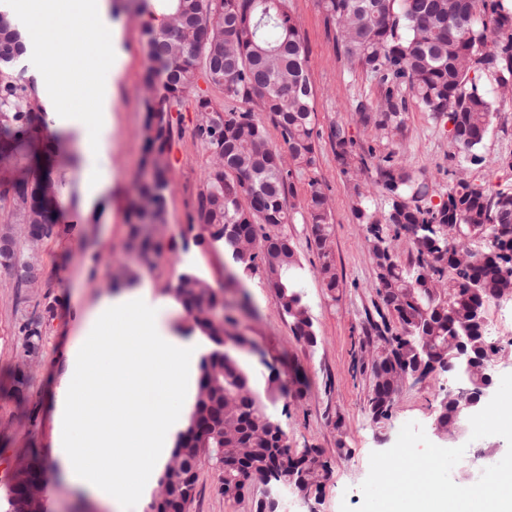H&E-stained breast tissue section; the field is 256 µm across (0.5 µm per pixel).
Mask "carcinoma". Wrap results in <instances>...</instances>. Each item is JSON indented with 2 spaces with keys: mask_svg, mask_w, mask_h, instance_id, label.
<instances>
[{
  "mask_svg": "<svg viewBox=\"0 0 512 512\" xmlns=\"http://www.w3.org/2000/svg\"><path fill=\"white\" fill-rule=\"evenodd\" d=\"M326 18L338 28L347 63L379 78L384 101L374 108L359 106L363 123L389 138L400 131L402 112L397 95L409 89L416 103L448 121L457 151L473 161L486 139L490 118L498 110V96L483 90L477 74L498 73V88L512 90V0H319ZM132 8L147 17L143 34L147 65L145 159L148 176L137 182L131 225L138 262L149 265L160 244L149 227L165 223L169 153L174 137L170 112L195 89L199 72L224 91V107L196 98L195 135L212 155L203 189L189 229L196 242H224L242 272L262 268L296 335L316 343V335L300 291L298 255L286 239L267 227L290 224L293 207L286 190L293 175L316 164L314 92L307 73V48L299 27L288 13L286 0H129L115 12ZM25 52L15 17L0 9V198L18 204L0 234L11 247L0 248V268L29 286L39 277L34 261L19 256L14 225L24 232L25 244L50 236L58 182L36 168L15 174L23 158L35 152L34 126L29 118L26 88L15 84L5 67ZM258 101L279 132L272 145L265 125L242 103ZM336 159L344 172L366 169L364 157L352 150L354 140L343 124L331 133ZM378 170L377 184L386 193L387 209L371 208L361 190L353 204L356 220L372 239L385 243L386 229L409 234L411 255L402 265L385 251L379 265L377 294L395 316L401 330L389 340L392 358L372 371L367 400L372 416L385 403L395 404L400 389L392 382L396 369L412 366L417 357L441 360L448 356L449 318L484 309L504 292H512V267H504L492 248L512 249V188L492 191L484 184L461 178L448 188V201L428 205L434 182L423 173L392 163ZM311 225L318 250L320 274L330 291L339 277L330 245L332 234L328 194L316 179L301 213ZM423 224H463L490 237L489 247L473 252L470 270L460 271L453 255L440 253L441 237ZM234 226V236L225 235ZM169 293L189 316L187 333L198 332L209 348L199 363L198 386L191 425L176 440L160 478L162 490L150 512H187L193 501L202 463L218 473V492L225 495L223 456L239 461L232 474L242 486L261 481L266 466L282 447L256 439L271 423L253 377L240 360L245 339L224 345L236 324L231 315L217 313L218 296L194 271L182 273ZM24 349L35 353L42 341L40 321L23 316ZM28 486L10 487L4 512H24Z\"/></svg>",
  "mask_w": 512,
  "mask_h": 512,
  "instance_id": "1",
  "label": "carcinoma"
}]
</instances>
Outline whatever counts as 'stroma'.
I'll use <instances>...</instances> for the list:
<instances>
[{"instance_id":"stroma-1","label":"stroma","mask_w":512,"mask_h":512,"mask_svg":"<svg viewBox=\"0 0 512 512\" xmlns=\"http://www.w3.org/2000/svg\"><path fill=\"white\" fill-rule=\"evenodd\" d=\"M308 48V73L316 92V124L320 132L316 166L312 175H294L288 201L302 210L309 178H317L333 200L331 249L339 275L336 292H329L319 275L320 259L311 246V227L302 219L279 226L293 242L301 269L303 300L316 334L315 344L296 336L275 291L263 270L237 280L236 269L222 245H196L188 229L189 216L204 184L210 163L208 149L197 140L195 98L208 96L215 108L224 105V94L206 79H198L171 114L174 138L168 174L167 223L160 230L165 242L148 267L139 268V280L149 281L146 301L155 306L167 301L179 275L191 270L222 290L224 310L238 321V331L249 340L241 357L258 384L277 375L274 396L264 397L266 411L277 421L289 449L318 448L330 466L329 476L309 499L283 493L285 512H340L341 504L359 507L360 486L369 472L372 452L392 447L401 427L410 421L433 435L434 409L444 396L447 374L434 373L418 384L402 388L391 419L373 423L366 410L371 388V352L381 342L376 328L381 299L375 286V263L366 241L365 225L352 212L355 184L370 185L372 209L387 206L384 194L372 183L386 154L413 171L425 172L435 184L437 200L448 198L455 173L465 172L476 182L494 189L512 188V169L499 166L512 157V99L500 103L492 116L481 154L474 165L458 154L448 128L430 112L406 98L403 125L392 138H383L374 127L364 125L358 104L376 105L384 89L378 79L360 67L350 66L319 0H287ZM115 51L120 69L114 80V124L108 139L106 161L112 174L107 196L84 213L79 198L81 156L74 135H63V149L52 161V175L62 185L53 235L39 251L41 275L36 287H18L15 277L0 268V500L5 499L13 465L38 454L43 474L47 512H99L86 500L75 497L63 484L53 462L56 448L55 403L69 371V357L77 348L84 319L103 298L111 296L112 270L117 262L137 265L127 247L129 212L135 199L134 182L142 165L145 144V112L137 97L146 68L141 19L125 12ZM25 38L39 45L40 55L59 50L77 51L94 36L93 29L78 33L53 25L51 34L34 33L23 27ZM15 83L32 90L37 134L50 139L49 106L37 95L39 67L19 59L9 69ZM345 125L355 150L365 155L367 168L354 175L343 172L330 139L334 125ZM26 309L41 321V346L25 355L24 336L19 331L15 308ZM26 371L29 385L24 403L4 394L16 369ZM218 476L209 466L199 472L196 494L188 512H254L253 495L238 503L217 492Z\"/></svg>"}]
</instances>
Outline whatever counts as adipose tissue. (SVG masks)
<instances>
[{"instance_id": "obj_1", "label": "adipose tissue", "mask_w": 512, "mask_h": 512, "mask_svg": "<svg viewBox=\"0 0 512 512\" xmlns=\"http://www.w3.org/2000/svg\"><path fill=\"white\" fill-rule=\"evenodd\" d=\"M17 10L37 30L55 16L65 17L75 33L96 29L81 52L45 56L41 67L42 91L53 101L52 127L76 134L84 202L93 206L112 185L102 162L114 123L112 0H19ZM145 294L140 288L105 298L87 316L66 398L56 410L54 462L63 481L114 512H127L132 503L142 512L148 507L150 482L188 424L206 350L203 337L171 335L144 306Z\"/></svg>"}]
</instances>
